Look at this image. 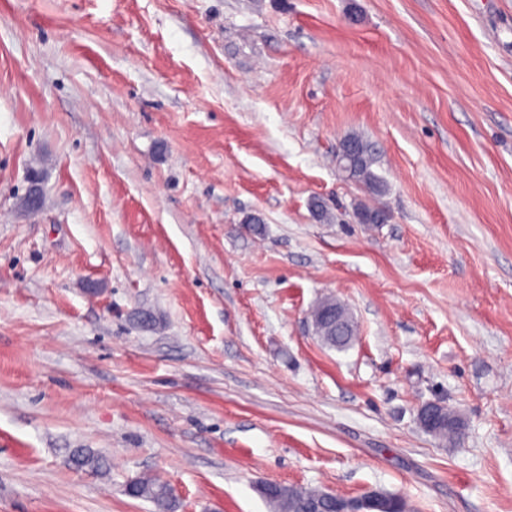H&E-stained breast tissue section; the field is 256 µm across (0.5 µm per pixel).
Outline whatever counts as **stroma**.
<instances>
[{"label":"stroma","mask_w":512,"mask_h":512,"mask_svg":"<svg viewBox=\"0 0 512 512\" xmlns=\"http://www.w3.org/2000/svg\"><path fill=\"white\" fill-rule=\"evenodd\" d=\"M144 475L512 512V0H0V512H156ZM345 141L354 142L358 147L354 163L347 172L346 177L349 180L365 185L378 195L383 194L386 191V182L373 170L376 159L368 142L356 133L346 135L339 143H344ZM344 323V329H338L333 332L330 327L322 325L318 327L316 333L327 346L336 348L337 350L346 349L352 341L354 328L349 318L344 319ZM442 403L438 401L427 402L420 406L418 410V422L420 426L429 432L432 425L439 420ZM441 422L433 429L432 434L435 438L443 442L456 440L464 427V421L459 412L450 406H445L441 413ZM73 466L80 470L103 471L107 468L106 460L99 453L89 448H78L74 451Z\"/></svg>","instance_id":"obj_1"}]
</instances>
